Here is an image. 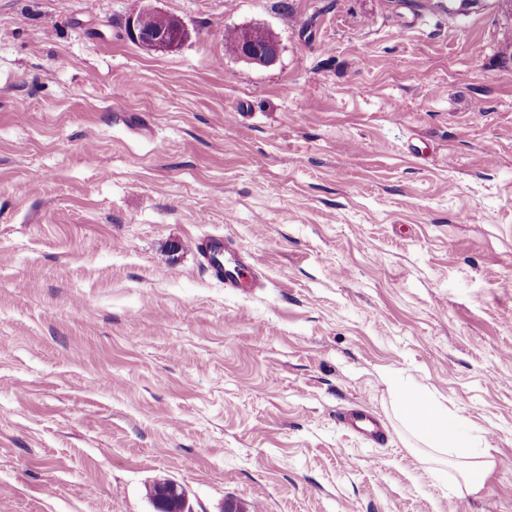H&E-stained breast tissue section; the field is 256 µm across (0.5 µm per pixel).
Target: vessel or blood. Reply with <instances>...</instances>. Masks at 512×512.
Masks as SVG:
<instances>
[{
  "label": "vessel or blood",
  "instance_id": "vessel-or-blood-1",
  "mask_svg": "<svg viewBox=\"0 0 512 512\" xmlns=\"http://www.w3.org/2000/svg\"><path fill=\"white\" fill-rule=\"evenodd\" d=\"M194 246L205 270L225 288L235 292L260 285V262L254 256H241L232 242L219 234L198 237ZM340 420L352 430L368 434L374 441H382L384 434L379 425L363 411L351 409L341 413Z\"/></svg>",
  "mask_w": 512,
  "mask_h": 512
}]
</instances>
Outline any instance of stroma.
Here are the masks:
<instances>
[{"label": "stroma", "mask_w": 512, "mask_h": 512, "mask_svg": "<svg viewBox=\"0 0 512 512\" xmlns=\"http://www.w3.org/2000/svg\"><path fill=\"white\" fill-rule=\"evenodd\" d=\"M189 36L148 51L144 5ZM280 43L265 67L224 34ZM512 0H0V512H512ZM266 278L225 291L193 241ZM429 392L496 467L449 494ZM363 408L384 445L348 432ZM396 405L407 426L419 431L429 448L444 452L450 447L448 445H458L452 447H458L457 455L464 458L462 481L456 479L452 491L458 497L478 495L495 467V450L489 447L484 436L477 434L460 440L452 430L448 432L447 424L454 417L433 395L422 398L411 392H402L397 397ZM176 487L175 482L168 478H160L154 482L151 495L156 510L158 508L168 509V511L161 512H183L185 509V507L183 509L185 503L184 490L181 486H178L176 493H174Z\"/></svg>", "instance_id": "35a3bbf8"}]
</instances>
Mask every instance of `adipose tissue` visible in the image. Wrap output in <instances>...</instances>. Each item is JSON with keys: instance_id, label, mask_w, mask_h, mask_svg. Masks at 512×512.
Instances as JSON below:
<instances>
[{"instance_id": "1", "label": "adipose tissue", "mask_w": 512, "mask_h": 512, "mask_svg": "<svg viewBox=\"0 0 512 512\" xmlns=\"http://www.w3.org/2000/svg\"><path fill=\"white\" fill-rule=\"evenodd\" d=\"M396 405L407 426L419 431L428 447L442 452L449 445H456L457 454L463 459V470L460 481L454 482L452 491L459 497L478 495L495 467L494 450L484 436L456 440L454 434L447 430L452 414L435 396L423 398L403 392L398 395Z\"/></svg>"}]
</instances>
